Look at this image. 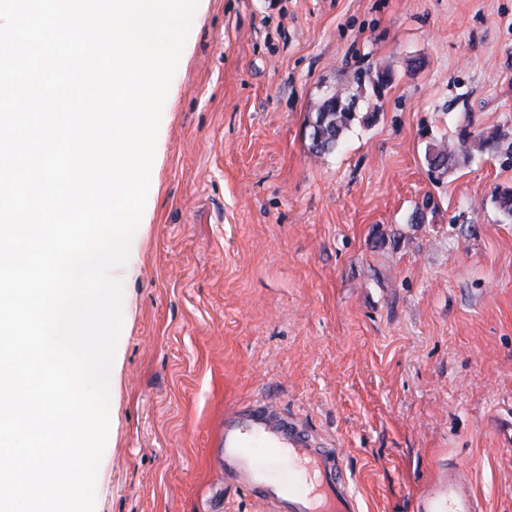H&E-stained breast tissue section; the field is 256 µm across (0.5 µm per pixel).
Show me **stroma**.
Segmentation results:
<instances>
[{
	"label": "stroma",
	"instance_id": "35a3bbf8",
	"mask_svg": "<svg viewBox=\"0 0 512 512\" xmlns=\"http://www.w3.org/2000/svg\"><path fill=\"white\" fill-rule=\"evenodd\" d=\"M358 74L315 152L318 103ZM467 131L512 142V0H200L122 279L95 512H263L214 448L257 397L335 442L361 512H415L448 464L512 512V158ZM354 96L346 94L343 89H331L319 102L316 113V123H311V139L319 142L321 131V141L316 152L329 151L338 146L341 135L348 129L355 120ZM352 107V111H351Z\"/></svg>",
	"mask_w": 512,
	"mask_h": 512
}]
</instances>
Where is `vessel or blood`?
Returning a JSON list of instances; mask_svg holds the SVG:
<instances>
[{
  "label": "vessel or blood",
  "mask_w": 512,
  "mask_h": 512,
  "mask_svg": "<svg viewBox=\"0 0 512 512\" xmlns=\"http://www.w3.org/2000/svg\"><path fill=\"white\" fill-rule=\"evenodd\" d=\"M216 445L224 482L250 491L266 512H359L333 441L266 399L228 405ZM416 512H480L464 474L438 470Z\"/></svg>",
  "instance_id": "1"
}]
</instances>
